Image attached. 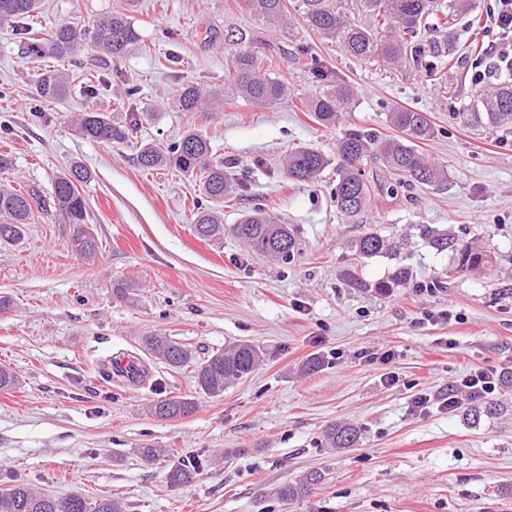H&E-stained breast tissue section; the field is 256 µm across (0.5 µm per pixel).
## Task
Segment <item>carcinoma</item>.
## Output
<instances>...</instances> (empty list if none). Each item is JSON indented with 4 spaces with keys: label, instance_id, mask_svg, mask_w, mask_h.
I'll use <instances>...</instances> for the list:
<instances>
[{
    "label": "carcinoma",
    "instance_id": "cac0c4a2",
    "mask_svg": "<svg viewBox=\"0 0 512 512\" xmlns=\"http://www.w3.org/2000/svg\"><path fill=\"white\" fill-rule=\"evenodd\" d=\"M247 9L273 28L288 27L287 0H244ZM476 0H298L296 11L306 24L326 39H334L347 55L361 61L383 62L402 71L409 57L420 53L417 39L426 27L429 15L435 18L434 33L439 38L441 53L453 56L457 52L455 37L456 16L472 11ZM37 8V0H0V21L22 20ZM357 11L365 18L358 24L347 18V12ZM86 32L69 24H60L49 32L45 43L29 44L31 56L46 52L60 59L75 52ZM92 45L113 59L143 49L139 32L129 15L116 10L100 19L89 36ZM71 75L60 69L39 74L36 91L41 101L56 103L68 91ZM243 98L257 106H269L288 95V84L262 70L249 52H237L225 70L224 91L204 92L194 84L183 85L177 95L176 107L182 112H196L207 102L216 103L223 94ZM354 99V90L346 83L329 84L308 103L314 121L323 126L336 124L338 114ZM460 116L465 125L476 130L512 129V83H487L475 91ZM392 125L404 132L399 139H378L377 135L357 129L346 131L336 146V208L345 218L356 221L368 208L376 183L366 178L365 168L381 163L398 185H441L447 181L444 167L420 154L416 140H429L434 127L422 112L397 108L389 113ZM70 123L81 138L103 144L129 140L138 125L137 113H127L123 122H115L107 112L88 109L70 116ZM138 162L145 170L173 165L181 172L199 180L201 193L210 205L193 200L190 224L202 241L224 238V217L211 203L224 199L232 191L234 181L224 162L212 157L210 140L197 129L185 130L181 138L162 147L145 144L140 147ZM330 159L320 151L301 146L285 158L288 178L298 182L315 180L328 166ZM91 179V172L79 163H72L55 179L52 191L43 192L32 186L25 193L0 184V244H17L24 237L26 220L35 210L56 211L63 223L69 225L68 246L86 261L94 258L97 240L90 224L87 203L80 187ZM230 232L250 251L273 263L286 262L294 255L297 245L294 234L285 224L257 209L230 227ZM429 244L438 252L450 251L454 263L448 273L466 274L493 265L495 257L484 247L461 241L451 235H439L424 230ZM401 244L370 229L356 241L353 261L343 270L342 280L349 288L372 291L386 296L407 284L409 272L396 268L384 279L369 282L360 275L365 260L382 254L397 255ZM142 347L174 369L193 367L200 393L220 396L224 389L248 378L263 362L261 348L251 342L236 343L213 353L203 360L195 358L183 345L164 336L147 334L141 338ZM197 409L192 398L175 397L154 401L145 411L162 420L177 419ZM505 413L496 402L473 404L463 416L471 425L483 418H496ZM360 430L350 423L331 422L323 431L329 448L342 450L355 447ZM196 460L182 458L173 461L167 473V483L177 487L191 483L199 474ZM323 475L312 471L297 481L278 487L275 494L284 501L307 497L319 485ZM0 512H127V504L119 498L102 497L93 503L77 493L55 496L31 483L14 480L0 485Z\"/></svg>",
    "mask_w": 512,
    "mask_h": 512
}]
</instances>
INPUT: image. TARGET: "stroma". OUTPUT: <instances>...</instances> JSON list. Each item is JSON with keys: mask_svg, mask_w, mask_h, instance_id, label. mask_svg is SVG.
Returning a JSON list of instances; mask_svg holds the SVG:
<instances>
[{"mask_svg": "<svg viewBox=\"0 0 512 512\" xmlns=\"http://www.w3.org/2000/svg\"><path fill=\"white\" fill-rule=\"evenodd\" d=\"M477 3L456 22V57L432 53L434 33L423 30L421 56L405 75L346 55L294 10L282 34L244 0H138L132 21L144 49L114 59L82 43L65 62L74 74L67 96L48 105L36 81L56 61L29 57L28 42L58 24L91 28L125 0H41L35 16L0 23V152L14 160L0 183L47 191L82 163L92 172L82 191L99 245L85 264L67 247L63 224L38 211L20 245H0V296L12 301L0 312V364L20 379L0 392V482L119 496L129 512H512V423L486 418L473 427L437 405L470 368L512 369V134L475 131L457 117L476 89L475 63L499 38L496 0ZM240 50L287 82L285 99L258 108L231 98L216 112L174 107L183 84L223 87ZM307 52L355 91L335 126L303 110L323 88L304 64ZM438 72L455 77L454 93L442 92ZM89 108L119 120L132 109L140 125L124 144L87 141L69 116ZM395 108L430 120L435 136L418 150L447 168V182L375 191L357 224L336 211L333 169L309 184L288 179L281 160L296 146L331 157L351 129L399 137L388 122ZM40 111L48 121L34 120ZM190 126L242 183L222 205L225 224L264 207L294 231L290 262L267 261L229 235L220 244L199 240L189 222L195 183L171 167H139L142 144L177 140ZM423 225L482 243L496 263L447 278L452 255L421 238ZM369 226L408 239L400 254L363 268L370 281L410 269V283L384 297L340 277ZM119 280L134 282L131 299L113 298ZM147 332L200 358L249 341L264 361L223 395L199 397L191 369L144 353ZM125 356L141 358L144 383L105 378ZM313 357L322 367L304 372ZM422 393L434 403L419 410L413 401ZM174 396L196 398L197 411L174 420L143 413L144 404ZM330 421L355 424L359 445L329 451L321 434ZM147 443L200 459L198 477L169 486L168 459L141 461ZM312 470L326 479L309 498L273 496Z\"/></svg>", "mask_w": 512, "mask_h": 512, "instance_id": "stroma-1", "label": "stroma"}]
</instances>
